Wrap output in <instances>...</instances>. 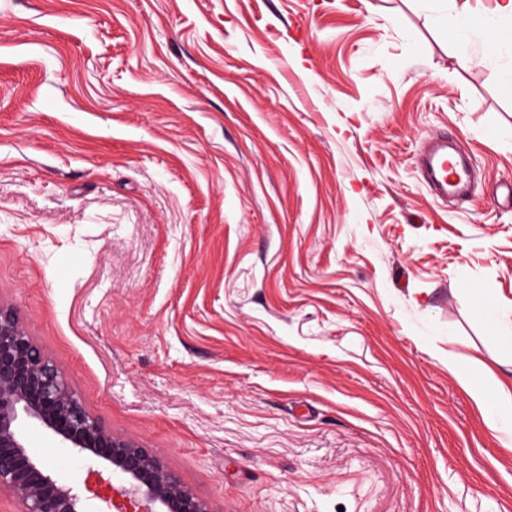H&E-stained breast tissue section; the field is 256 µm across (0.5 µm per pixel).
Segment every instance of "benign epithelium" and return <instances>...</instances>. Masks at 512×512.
I'll use <instances>...</instances> for the list:
<instances>
[{
  "label": "benign epithelium",
  "mask_w": 512,
  "mask_h": 512,
  "mask_svg": "<svg viewBox=\"0 0 512 512\" xmlns=\"http://www.w3.org/2000/svg\"><path fill=\"white\" fill-rule=\"evenodd\" d=\"M29 428L119 474L121 484L83 492L53 477L28 452ZM0 491L18 504L17 512H103L100 503L112 494L122 498L123 512H212L149 449L93 416L29 336L18 311L1 302Z\"/></svg>",
  "instance_id": "7a95c632"
}]
</instances>
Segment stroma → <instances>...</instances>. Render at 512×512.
I'll use <instances>...</instances> for the list:
<instances>
[{
    "label": "stroma",
    "instance_id": "stroma-1",
    "mask_svg": "<svg viewBox=\"0 0 512 512\" xmlns=\"http://www.w3.org/2000/svg\"><path fill=\"white\" fill-rule=\"evenodd\" d=\"M449 6L0 0V300L212 512H512L448 372L512 377V43L457 60ZM422 169L436 192L445 197L461 194L469 177L466 165L448 152V142L444 138H436L429 143L423 155Z\"/></svg>",
    "mask_w": 512,
    "mask_h": 512
}]
</instances>
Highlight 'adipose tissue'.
<instances>
[{
	"label": "adipose tissue",
	"mask_w": 512,
	"mask_h": 512,
	"mask_svg": "<svg viewBox=\"0 0 512 512\" xmlns=\"http://www.w3.org/2000/svg\"><path fill=\"white\" fill-rule=\"evenodd\" d=\"M457 17L455 56L459 60L470 61L480 53L491 55L499 39L512 36V0H499L496 11L486 16L478 28L471 24L466 8H459ZM448 371L480 407L492 435L499 440H512V384L478 378L467 364L453 359L448 362Z\"/></svg>",
	"instance_id": "ef3b65f1"
}]
</instances>
